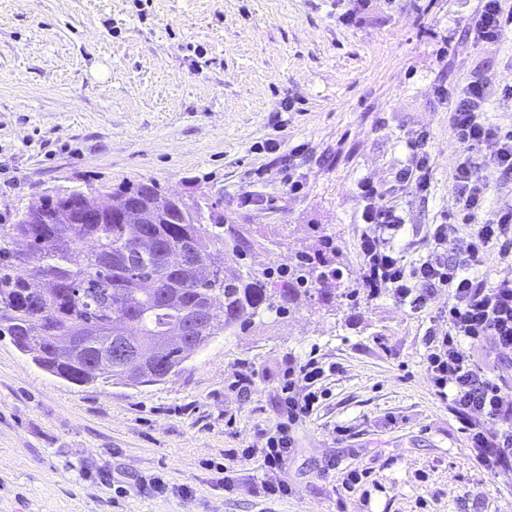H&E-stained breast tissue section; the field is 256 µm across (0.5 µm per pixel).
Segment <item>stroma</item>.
Returning <instances> with one entry per match:
<instances>
[{
    "instance_id": "obj_1",
    "label": "stroma",
    "mask_w": 512,
    "mask_h": 512,
    "mask_svg": "<svg viewBox=\"0 0 512 512\" xmlns=\"http://www.w3.org/2000/svg\"><path fill=\"white\" fill-rule=\"evenodd\" d=\"M477 4L0 0V216L49 190L152 180L220 202L263 264L329 243L348 273L369 179L392 188L393 245L418 262L460 211L449 93L512 85V36L468 35ZM421 134L428 188L397 187ZM447 305L303 301L140 387L72 384L0 336V512H512V468L475 466L431 391L425 342ZM312 354L339 369L281 465L261 468L285 376ZM243 361L245 397L230 386ZM352 470L368 477L347 496Z\"/></svg>"
}]
</instances>
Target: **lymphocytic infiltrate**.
Segmentation results:
<instances>
[{
	"label": "lymphocytic infiltrate",
	"instance_id": "lymphocytic-infiltrate-1",
	"mask_svg": "<svg viewBox=\"0 0 512 512\" xmlns=\"http://www.w3.org/2000/svg\"><path fill=\"white\" fill-rule=\"evenodd\" d=\"M469 30L477 43L503 41L512 32V13L504 11L502 0H479ZM496 96L512 97V86L496 89L483 78L470 79L449 112L450 128L464 153L453 179L464 218L472 223L456 240L460 260L445 257L449 227L436 224L429 230L432 250L419 263L406 264L392 244L402 224L399 210L387 190L366 180L359 186L365 229L359 238L363 263L355 283L365 299L385 290L416 313L427 308L435 291L447 292V329L430 333L426 370L434 396L455 418L476 464L490 474L512 468V389L473 354L486 347L495 359L512 363V277L489 281L473 273L491 253L512 261V202L488 214L483 211V167L491 164L512 173V128L489 125L481 117ZM325 376L324 365L313 358L289 370L282 388L289 422L312 413L319 401L315 387Z\"/></svg>",
	"mask_w": 512,
	"mask_h": 512
}]
</instances>
